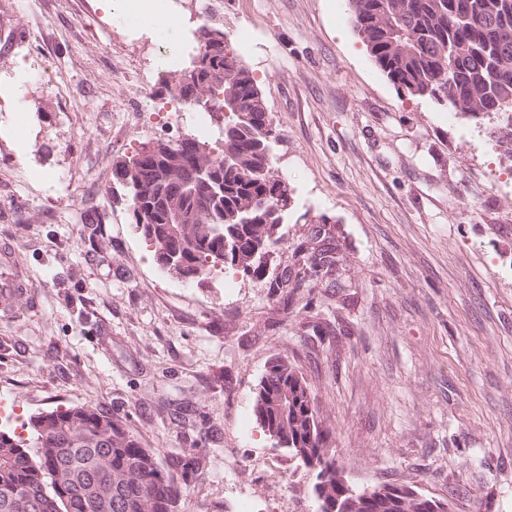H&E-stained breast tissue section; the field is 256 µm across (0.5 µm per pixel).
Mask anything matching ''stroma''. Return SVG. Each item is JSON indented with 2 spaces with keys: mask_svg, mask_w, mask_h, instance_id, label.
<instances>
[{
  "mask_svg": "<svg viewBox=\"0 0 512 512\" xmlns=\"http://www.w3.org/2000/svg\"><path fill=\"white\" fill-rule=\"evenodd\" d=\"M272 118L291 204L256 279L184 282L130 222L117 161L174 123L165 32L101 0H0V248L34 288L0 318V429L93 405L181 491L177 512H319L315 475L254 413L306 379L353 489L512 512V156L498 116L397 90L346 0H210ZM49 68V92L33 75ZM65 183H58V176ZM332 272H313L312 248Z\"/></svg>",
  "mask_w": 512,
  "mask_h": 512,
  "instance_id": "stroma-1",
  "label": "stroma"
}]
</instances>
